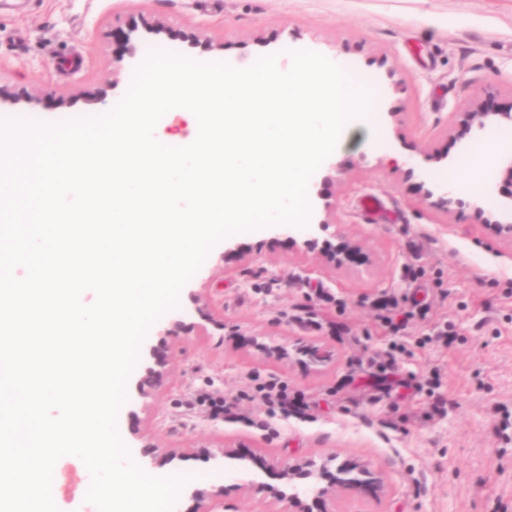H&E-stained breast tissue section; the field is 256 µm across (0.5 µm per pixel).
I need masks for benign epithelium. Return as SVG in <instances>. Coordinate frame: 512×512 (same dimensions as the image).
Masks as SVG:
<instances>
[{
    "mask_svg": "<svg viewBox=\"0 0 512 512\" xmlns=\"http://www.w3.org/2000/svg\"><path fill=\"white\" fill-rule=\"evenodd\" d=\"M512 126V108L508 110L494 109L487 105L479 104L469 113V122L463 135L472 132H483L490 127ZM425 199L431 201V205L443 209L451 210L455 206L466 204L463 199L457 197L450 189H441L434 193L429 191ZM473 209L476 223L482 225L486 230L497 237L512 240V221L502 218V215L493 209L487 208L484 203L478 199L469 203ZM330 204L323 205L324 218L319 220L318 224L311 225L308 238L303 241L304 248L308 250H320L325 262L333 267H341L350 261V255L355 251V247L344 243L334 249L326 246H319V239L315 236L316 230H322L328 226V216ZM183 326V321L173 319L169 326L158 331L160 341L150 346L149 356L152 359V365L147 367L144 373L135 382V394L141 403L154 398L159 388L162 386V380L165 368L168 364V346L166 337L171 335V328ZM336 460L332 456L321 463L315 461H306L302 464L287 465L280 470L282 484L277 487L268 488L270 496L279 503L288 505L293 512H308L307 501L311 500L319 508V512H330L327 505L336 497V493L341 490H350L359 486L358 479H351L348 474L351 472V466L340 464L336 468H331V463ZM193 506L188 512H222L224 502L221 501V490H206L200 488L189 489Z\"/></svg>",
    "mask_w": 512,
    "mask_h": 512,
    "instance_id": "1",
    "label": "benign epithelium"
}]
</instances>
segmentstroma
<instances>
[{
  "mask_svg": "<svg viewBox=\"0 0 512 512\" xmlns=\"http://www.w3.org/2000/svg\"><path fill=\"white\" fill-rule=\"evenodd\" d=\"M143 17L165 33L134 30ZM128 37L142 60L163 51L236 67L322 54L365 81L386 132L375 144L354 129L322 186L336 208L322 237L356 243L355 261L329 266L265 227L210 250L180 292L190 328L167 339L160 392L148 409L119 411L130 457L154 445L164 476L223 489L224 512H281L248 490L252 477L276 486L284 464L330 456L382 485L338 492L336 512H512V241L425 198L449 177L472 179L432 160L490 141L464 136L469 112L512 105V0H0V120L109 112L135 73L114 60ZM384 293L404 311L427 306V318L392 331L371 306ZM444 326L452 343L436 335ZM395 344L404 351L383 368ZM272 377L304 398L302 417L269 415L256 386ZM203 393L236 400L237 420L213 418ZM221 448L248 456L246 469H215L207 454ZM57 465L70 490L53 500L80 512L90 473L74 455Z\"/></svg>",
  "mask_w": 512,
  "mask_h": 512,
  "instance_id": "1",
  "label": "stroma"
}]
</instances>
